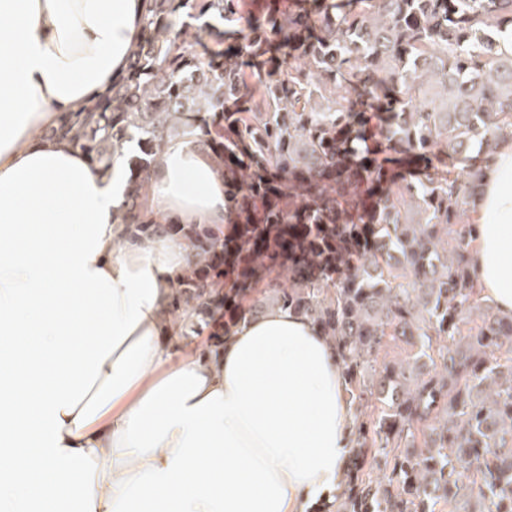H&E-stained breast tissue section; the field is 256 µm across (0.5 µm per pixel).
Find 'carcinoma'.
Returning <instances> with one entry per match:
<instances>
[{
  "instance_id": "carcinoma-1",
  "label": "carcinoma",
  "mask_w": 512,
  "mask_h": 512,
  "mask_svg": "<svg viewBox=\"0 0 512 512\" xmlns=\"http://www.w3.org/2000/svg\"><path fill=\"white\" fill-rule=\"evenodd\" d=\"M244 2L148 0L127 69L49 135L100 169L136 141L125 224L168 139L213 156L224 232L140 231L195 251L173 295L192 332L219 342L272 303L333 343L357 415L314 512H512V318L481 297L469 223L512 138V0Z\"/></svg>"
}]
</instances>
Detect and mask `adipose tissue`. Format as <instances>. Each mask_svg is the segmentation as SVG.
<instances>
[{
    "label": "adipose tissue",
    "instance_id": "1",
    "mask_svg": "<svg viewBox=\"0 0 512 512\" xmlns=\"http://www.w3.org/2000/svg\"><path fill=\"white\" fill-rule=\"evenodd\" d=\"M146 8L0 0V512H305L350 451L334 347L277 305L217 354L189 342L168 313L189 243L123 223L124 158L103 171L46 134L126 69ZM147 207L223 229L195 136L157 154ZM474 222L473 275L512 317V140L483 166Z\"/></svg>",
    "mask_w": 512,
    "mask_h": 512
}]
</instances>
